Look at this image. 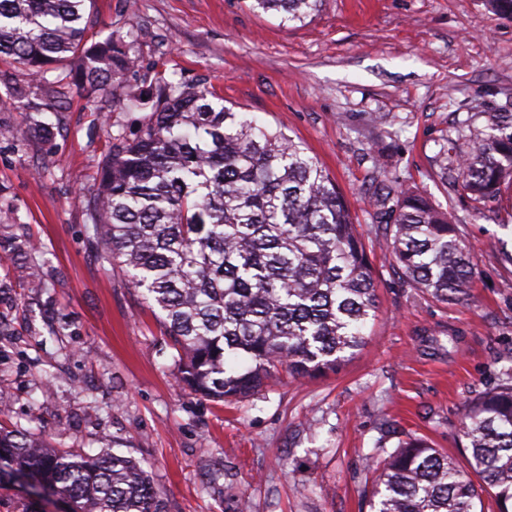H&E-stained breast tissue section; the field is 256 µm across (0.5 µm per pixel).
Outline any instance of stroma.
<instances>
[{"label":"stroma","instance_id":"stroma-1","mask_svg":"<svg viewBox=\"0 0 512 512\" xmlns=\"http://www.w3.org/2000/svg\"><path fill=\"white\" fill-rule=\"evenodd\" d=\"M250 0H96L145 64L206 79L225 106L301 142L336 181L370 252L379 308L335 371L281 374L222 406L182 386L151 309L93 250L82 195L105 147L92 109L132 131L141 112L70 90L42 115L53 143L0 141V237L38 244L48 287L0 270V429L61 452L120 449L166 512H369V469L408 436L458 465L459 408L512 376V192L478 215L436 156L482 112L512 113V18L486 0H325L286 26ZM399 176L447 209L474 263L467 300L411 288L379 247L369 200ZM0 512H58L0 483Z\"/></svg>","mask_w":512,"mask_h":512}]
</instances>
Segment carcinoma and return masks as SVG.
Wrapping results in <instances>:
<instances>
[{"label": "carcinoma", "instance_id": "cac0c4a2", "mask_svg": "<svg viewBox=\"0 0 512 512\" xmlns=\"http://www.w3.org/2000/svg\"><path fill=\"white\" fill-rule=\"evenodd\" d=\"M323 0H252L283 24L303 23ZM95 0H0V61L28 79L7 86L22 114L0 137L49 143L37 118L67 105V90L112 95L118 112L148 111L136 132L108 133L84 193L97 256L162 312L179 381L227 405L250 398L280 371H333L363 343L375 317V278L362 234L335 180L302 145L224 105L203 80L167 64L145 67L124 35L96 30ZM38 95L44 106L33 107ZM437 156L441 173L481 214L512 191V113L488 112ZM376 236L414 288L442 303L467 298L470 253L448 211L397 177L371 197ZM0 239V268L30 288L45 259ZM470 471L409 436L371 471V512H512V383L461 410ZM477 475L482 484L473 482ZM31 481L66 512H165L140 462L118 453L55 452L0 430V479Z\"/></svg>", "mask_w": 512, "mask_h": 512}]
</instances>
